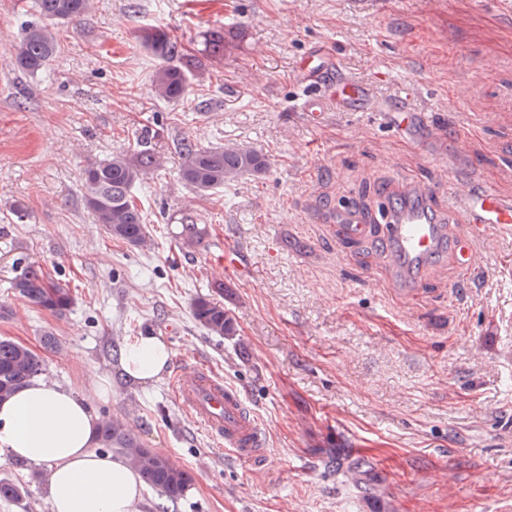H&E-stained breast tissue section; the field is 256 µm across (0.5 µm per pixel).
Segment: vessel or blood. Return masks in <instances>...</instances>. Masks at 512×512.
Listing matches in <instances>:
<instances>
[{
	"label": "vessel or blood",
	"instance_id": "b4317fda",
	"mask_svg": "<svg viewBox=\"0 0 512 512\" xmlns=\"http://www.w3.org/2000/svg\"><path fill=\"white\" fill-rule=\"evenodd\" d=\"M328 97L346 108L359 109L367 101L368 89L361 83L346 80L331 87ZM448 217L470 225L477 237L490 224L510 233L512 196L489 189H466L456 194ZM344 232L351 238L379 234L397 272L407 281L445 247L443 227L431 223L425 195L421 192L399 202L384 197L373 223L348 224ZM174 395L192 420L221 441L232 456L248 464L262 461L267 448L263 430L238 392L224 385L215 373L200 369L177 377Z\"/></svg>",
	"mask_w": 512,
	"mask_h": 512
}]
</instances>
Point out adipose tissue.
Here are the masks:
<instances>
[{"instance_id":"ef3b65f1","label":"adipose tissue","mask_w":512,"mask_h":512,"mask_svg":"<svg viewBox=\"0 0 512 512\" xmlns=\"http://www.w3.org/2000/svg\"><path fill=\"white\" fill-rule=\"evenodd\" d=\"M171 356L160 336L145 332L125 344L120 367L144 385L157 379ZM110 393L105 382L84 395L35 379L0 403V449L7 459L48 468L50 512H140V474L123 456L99 448V420L89 400Z\"/></svg>"}]
</instances>
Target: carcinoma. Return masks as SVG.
<instances>
[{"instance_id":"carcinoma-1","label":"carcinoma","mask_w":512,"mask_h":512,"mask_svg":"<svg viewBox=\"0 0 512 512\" xmlns=\"http://www.w3.org/2000/svg\"><path fill=\"white\" fill-rule=\"evenodd\" d=\"M94 4L95 0H34L33 17L23 23L22 36L12 47L17 66L30 73L46 69L59 48L56 26L79 21L92 11ZM139 39L157 60L151 79L154 98L168 103L184 98L198 70L183 43L160 27L141 30ZM225 47L224 29L208 33L204 48L208 56H223ZM153 137L154 132L148 128L135 133L133 147L88 165L81 175L83 203L94 221L103 225L109 236L136 247L147 245V216L136 189L164 165L163 157L151 145ZM179 153L181 180L202 196L268 169L267 158L243 144L204 149L186 139L180 143ZM179 224L180 237L188 247L197 246L209 233L208 225L198 223L192 213H183ZM12 288L27 304L56 315L64 314L72 304L70 290L34 262L16 267ZM191 315L211 336L222 338L236 333L231 313L207 295L193 301ZM43 370L44 362L33 350L12 338L0 337V401ZM98 441L102 447L123 454L146 484L160 490L171 502L183 496L193 481L190 471L172 465L167 456L144 447L136 434L117 418L102 419ZM25 495L24 485L0 482V499L19 501Z\"/></svg>"}]
</instances>
